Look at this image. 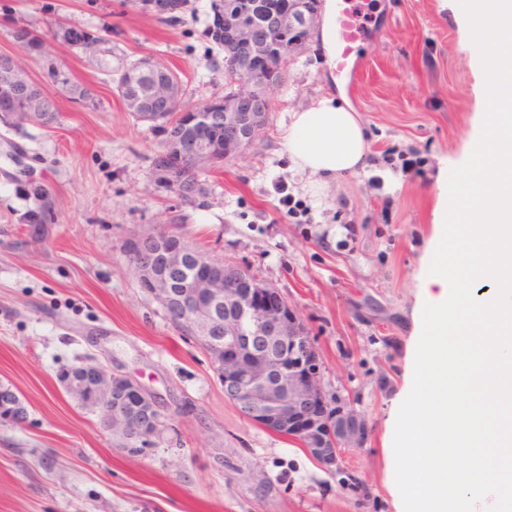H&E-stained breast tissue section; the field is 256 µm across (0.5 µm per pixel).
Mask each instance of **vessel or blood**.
<instances>
[{"mask_svg":"<svg viewBox=\"0 0 512 512\" xmlns=\"http://www.w3.org/2000/svg\"><path fill=\"white\" fill-rule=\"evenodd\" d=\"M370 24L369 0H336L332 64L338 78L347 85L358 83L366 69L360 49L368 38Z\"/></svg>","mask_w":512,"mask_h":512,"instance_id":"1","label":"vessel or blood"}]
</instances>
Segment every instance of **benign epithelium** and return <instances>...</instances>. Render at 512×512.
I'll return each mask as SVG.
<instances>
[{
    "label": "benign epithelium",
    "instance_id": "7a95c632",
    "mask_svg": "<svg viewBox=\"0 0 512 512\" xmlns=\"http://www.w3.org/2000/svg\"><path fill=\"white\" fill-rule=\"evenodd\" d=\"M175 0H145L157 18L172 13ZM321 10L310 0H288L284 12L270 0H224L210 25L224 46V70L233 76L224 95L203 105L183 103L174 81L153 84L150 98L131 94L127 109L142 121L158 123L176 108L183 130L169 136L153 158L156 180L178 197L205 192L203 172L248 150L267 124L270 92L283 73L286 52L310 37ZM26 78L5 60L0 108L14 126L37 121L43 109L11 106ZM130 256L141 287L164 307L169 319L187 327L206 347L224 385V397L261 427L299 440L320 466L338 474L343 448L362 442L366 427L353 406L326 395L317 347L296 310L279 291L249 270L202 259L175 234L134 240ZM195 261L194 273L174 277ZM67 392L99 411L105 429L121 428L132 451L151 445L160 416L155 399L131 378L90 360L62 376ZM12 388L0 389V421L21 425L27 412L13 401Z\"/></svg>",
    "mask_w": 512,
    "mask_h": 512
}]
</instances>
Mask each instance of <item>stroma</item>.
<instances>
[{"instance_id":"stroma-1","label":"stroma","mask_w":512,"mask_h":512,"mask_svg":"<svg viewBox=\"0 0 512 512\" xmlns=\"http://www.w3.org/2000/svg\"><path fill=\"white\" fill-rule=\"evenodd\" d=\"M449 2L374 0L367 72L353 88L333 82L323 45L309 38L254 145L205 174V194L186 202L156 181L163 136L128 111L98 53L52 44L73 82L94 88L93 108L59 93L12 32L111 26L113 63L149 57L176 69L197 102L224 93V50L206 35L214 0H189L171 24L138 0H0V54L60 113L50 128L0 126V385L27 409L23 425L0 422V512H397L389 420L419 327L434 188L467 160L482 112ZM330 92L359 114L370 165L313 198L279 133ZM415 158L419 173L404 172ZM35 184L44 202L31 196ZM151 226L249 267L296 308L326 392L349 399L367 427L343 453L353 483L225 398L207 351L170 322L128 259ZM91 359L154 396L162 426L151 448H122L66 392L61 374Z\"/></svg>"}]
</instances>
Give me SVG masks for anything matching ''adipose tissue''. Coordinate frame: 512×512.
<instances>
[{
  "instance_id": "ef3b65f1",
  "label": "adipose tissue",
  "mask_w": 512,
  "mask_h": 512,
  "mask_svg": "<svg viewBox=\"0 0 512 512\" xmlns=\"http://www.w3.org/2000/svg\"><path fill=\"white\" fill-rule=\"evenodd\" d=\"M280 145L292 171L308 176L307 187L314 194L321 191L326 179L365 165L366 137L361 121L355 112L328 95L292 113Z\"/></svg>"
}]
</instances>
